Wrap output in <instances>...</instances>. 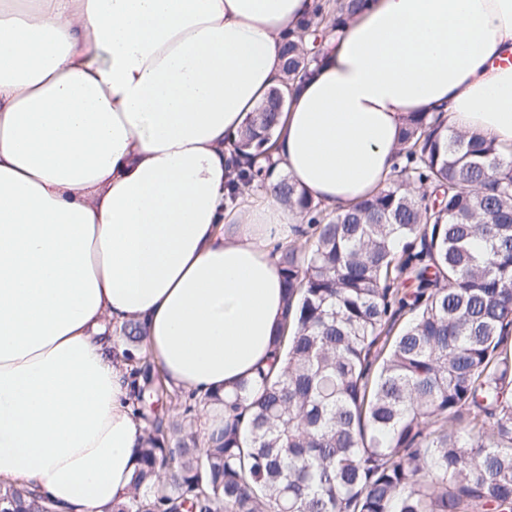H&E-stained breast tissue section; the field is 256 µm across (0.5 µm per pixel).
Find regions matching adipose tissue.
I'll return each instance as SVG.
<instances>
[{
  "label": "adipose tissue",
  "mask_w": 512,
  "mask_h": 512,
  "mask_svg": "<svg viewBox=\"0 0 512 512\" xmlns=\"http://www.w3.org/2000/svg\"><path fill=\"white\" fill-rule=\"evenodd\" d=\"M318 2L0 0V484L54 512L130 496L125 322L186 391L273 362L272 246L300 217L228 165ZM511 54L512 0H367L285 88L270 158L339 213L388 181L414 115L511 153Z\"/></svg>",
  "instance_id": "adipose-tissue-1"
}]
</instances>
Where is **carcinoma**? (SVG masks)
<instances>
[{
	"instance_id": "obj_1",
	"label": "carcinoma",
	"mask_w": 512,
	"mask_h": 512,
	"mask_svg": "<svg viewBox=\"0 0 512 512\" xmlns=\"http://www.w3.org/2000/svg\"><path fill=\"white\" fill-rule=\"evenodd\" d=\"M363 2L318 7L311 48L284 45L288 80ZM280 111L273 94L240 150L270 161ZM396 157L385 188L336 214L269 164L240 173L275 181L302 217L274 246L280 367L183 397L140 355L141 325L120 327L136 403L174 400L181 422L146 427L134 494L112 512H512V157L440 112L409 120ZM209 405L224 426L200 437ZM0 508L52 512L15 485L0 486Z\"/></svg>"
}]
</instances>
